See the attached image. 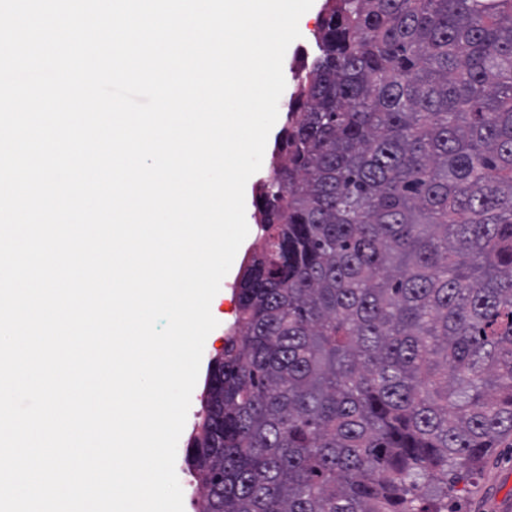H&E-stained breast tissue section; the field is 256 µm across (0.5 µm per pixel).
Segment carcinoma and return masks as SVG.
<instances>
[{"instance_id":"carcinoma-1","label":"carcinoma","mask_w":512,"mask_h":512,"mask_svg":"<svg viewBox=\"0 0 512 512\" xmlns=\"http://www.w3.org/2000/svg\"><path fill=\"white\" fill-rule=\"evenodd\" d=\"M208 367L196 512H448L512 435V0H326Z\"/></svg>"}]
</instances>
